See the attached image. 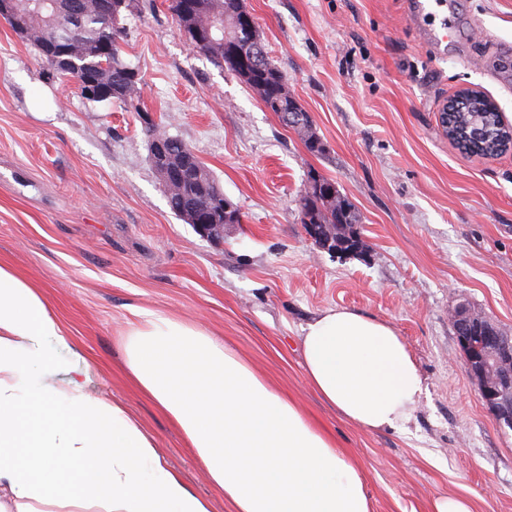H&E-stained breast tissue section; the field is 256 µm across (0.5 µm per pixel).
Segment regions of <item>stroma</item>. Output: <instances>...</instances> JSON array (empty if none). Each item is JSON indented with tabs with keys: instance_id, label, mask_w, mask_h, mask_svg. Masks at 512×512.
I'll return each mask as SVG.
<instances>
[{
	"instance_id": "35a3bbf8",
	"label": "stroma",
	"mask_w": 512,
	"mask_h": 512,
	"mask_svg": "<svg viewBox=\"0 0 512 512\" xmlns=\"http://www.w3.org/2000/svg\"><path fill=\"white\" fill-rule=\"evenodd\" d=\"M406 2L248 0L321 154L189 45L169 0L123 14L143 109L242 213L220 241L171 210L139 115L84 98L0 19V263L41 288L91 360L89 394L139 421L213 512L230 508L127 376L136 311L203 328L295 399L358 462L372 512H432L447 496L512 512V429L482 399L450 320L471 306L512 335V149L464 153L439 119L467 88L512 114V0H447L442 45L428 37L439 18ZM313 173L354 205L361 253L307 235L299 198ZM330 308L385 321L407 344L426 386L408 429L365 431L307 384L300 338Z\"/></svg>"
}]
</instances>
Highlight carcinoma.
Here are the masks:
<instances>
[{
	"mask_svg": "<svg viewBox=\"0 0 512 512\" xmlns=\"http://www.w3.org/2000/svg\"><path fill=\"white\" fill-rule=\"evenodd\" d=\"M133 0H112V12L101 7L100 0H15L16 12L26 18L27 40L40 46V39L51 37L55 25L51 17H67L78 11V19L73 23L70 59L83 65L73 79L82 75L94 78L100 86L112 89V97L123 102L132 112L141 113L140 78H126L128 66L119 54L122 13L132 8ZM170 10L177 26L186 38L192 37V29L222 25L219 39L195 46V49L208 56L211 61L225 67L224 41H232L240 54L251 59L256 44L262 43L259 30L244 32L234 25V19L249 10L247 0H171ZM232 73L249 87L262 101L265 108L275 114L297 112L301 123L291 126L304 144L317 137L313 122L293 98L288 86L280 83L284 74L269 58H263L262 68L244 76L234 69ZM492 103L488 100L464 101L463 107L448 113L446 135L459 148L470 153L492 156L504 151L507 142H512V129L505 126L501 113L488 110ZM149 137H160L167 141V160L155 171L165 187L169 206L174 214L185 223H191L187 207H201L213 224H221L224 215L214 202L224 192L216 183L212 173L199 161L185 163L188 146L160 130V126L150 122L146 127ZM301 223L303 224H357L358 216L341 193L333 197L323 194H307L299 200Z\"/></svg>",
	"mask_w": 512,
	"mask_h": 512,
	"instance_id": "carcinoma-1",
	"label": "carcinoma"
}]
</instances>
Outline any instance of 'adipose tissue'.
Returning <instances> with one entry per match:
<instances>
[{
  "instance_id": "1",
  "label": "adipose tissue",
  "mask_w": 512,
  "mask_h": 512,
  "mask_svg": "<svg viewBox=\"0 0 512 512\" xmlns=\"http://www.w3.org/2000/svg\"><path fill=\"white\" fill-rule=\"evenodd\" d=\"M310 387L367 431L402 428L425 390L387 322L329 309L300 340ZM130 378L182 433L232 512H371L364 474L296 402L194 325L144 311ZM37 288L0 265V486L17 512H212L119 404Z\"/></svg>"
}]
</instances>
